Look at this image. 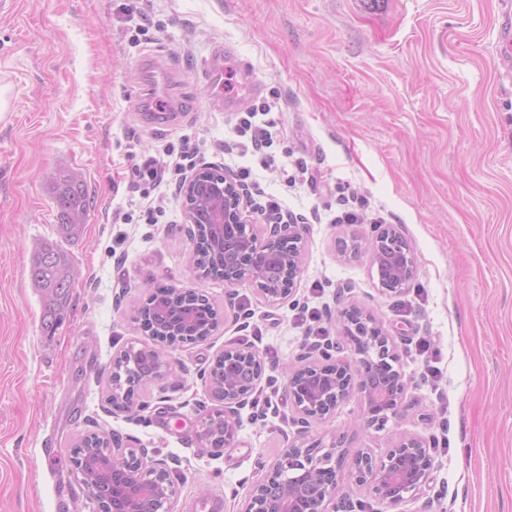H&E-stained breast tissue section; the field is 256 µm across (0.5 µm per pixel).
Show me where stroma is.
I'll return each mask as SVG.
<instances>
[{
	"label": "stroma",
	"instance_id": "35a3bbf8",
	"mask_svg": "<svg viewBox=\"0 0 512 512\" xmlns=\"http://www.w3.org/2000/svg\"><path fill=\"white\" fill-rule=\"evenodd\" d=\"M137 4L162 24L129 42L124 9ZM503 0H16L0 14V512H97L69 461L89 433L119 438L164 461L173 512L222 494L240 512L259 462L272 460L296 427L272 386L304 340L295 308H318L328 332L337 303L368 311L395 339L408 385L404 415L366 428L350 399L310 435L345 437L350 451L383 455L402 436L447 439L433 482L402 512H512V40L501 32ZM226 52L230 82L209 62ZM258 83L253 103L277 98L279 130L264 168L224 152L229 93ZM157 87L179 104L175 119L144 111ZM190 137L200 162L251 168L284 212L307 226L293 297L271 305L253 288L198 280L177 186L166 212L145 223L129 193L135 156ZM82 175L92 206L66 317L41 328L30 283L32 248L57 238L48 178ZM369 203L366 224H339L338 191ZM132 223L117 224L116 211ZM399 225L417 256L398 295L378 290L370 256L335 242L372 234L373 219ZM194 289L226 319L207 340L171 348L162 382L139 388L133 412L113 410L112 358L147 338L134 320L147 281ZM429 351L419 356L418 341ZM264 357L261 396L273 412L241 410L235 443L212 452L200 421L219 410L209 388L228 346ZM437 377H423L424 359Z\"/></svg>",
	"mask_w": 512,
	"mask_h": 512
}]
</instances>
